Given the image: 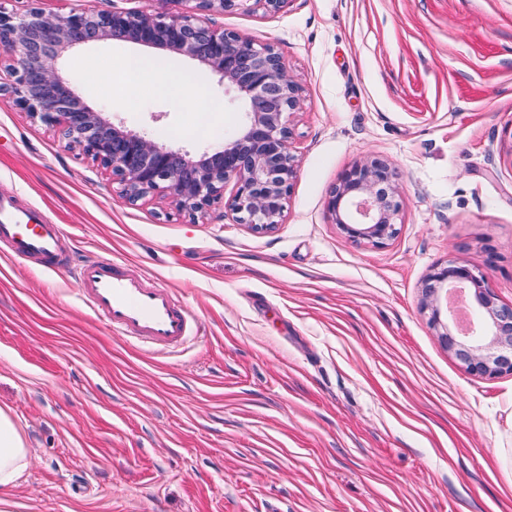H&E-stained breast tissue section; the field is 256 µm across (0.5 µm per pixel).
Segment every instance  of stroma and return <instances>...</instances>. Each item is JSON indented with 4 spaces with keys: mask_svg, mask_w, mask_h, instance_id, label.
I'll return each instance as SVG.
<instances>
[{
    "mask_svg": "<svg viewBox=\"0 0 512 512\" xmlns=\"http://www.w3.org/2000/svg\"><path fill=\"white\" fill-rule=\"evenodd\" d=\"M209 20L275 44L303 88L273 229L224 204L193 221L158 194L128 203L0 94V195L62 225L67 257L122 262L205 327L182 351L133 346L81 304L72 267L0 247V409L29 449L0 512H512V375H469L420 308L423 281L451 260L512 305V0H288ZM126 56L183 76V91L129 98L112 78ZM61 65L112 124L175 148H221L244 120L235 89L171 53L95 42ZM368 157L399 184L382 248L326 211Z\"/></svg>",
    "mask_w": 512,
    "mask_h": 512,
    "instance_id": "stroma-1",
    "label": "stroma"
}]
</instances>
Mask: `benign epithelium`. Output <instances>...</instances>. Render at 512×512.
I'll use <instances>...</instances> for the list:
<instances>
[{
    "instance_id": "benign-epithelium-1",
    "label": "benign epithelium",
    "mask_w": 512,
    "mask_h": 512,
    "mask_svg": "<svg viewBox=\"0 0 512 512\" xmlns=\"http://www.w3.org/2000/svg\"><path fill=\"white\" fill-rule=\"evenodd\" d=\"M30 2L20 15L0 11V67L9 76L0 81V92L19 109L57 129L86 159L109 172L132 203L165 192L178 213L194 220L223 202L224 188L232 182L229 206L241 223L255 230L281 223L297 168L288 117L300 109L303 90L274 45L210 24L208 16L224 13L238 0H193L192 10L177 14L106 9L67 16ZM99 40L129 42L198 62L218 83L238 92L244 122L222 148L195 155L113 125L57 71L68 49ZM400 208L396 174L377 159L347 170L326 204L332 223L346 237L376 247L398 233ZM467 284L473 287L483 331L462 340L441 320L437 293L444 288L452 295ZM421 308L469 373L490 378L512 374V306L497 303L485 273L454 260L435 267L422 284Z\"/></svg>"
}]
</instances>
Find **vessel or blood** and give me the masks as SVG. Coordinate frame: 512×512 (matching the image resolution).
I'll return each instance as SVG.
<instances>
[{"mask_svg": "<svg viewBox=\"0 0 512 512\" xmlns=\"http://www.w3.org/2000/svg\"><path fill=\"white\" fill-rule=\"evenodd\" d=\"M61 225L44 223L40 214L0 197V245L23 260L39 257L45 267L61 261ZM82 303L108 327L136 342L164 352L199 333L191 310L170 288L146 285L120 263L89 260L80 265Z\"/></svg>", "mask_w": 512, "mask_h": 512, "instance_id": "b4317fda", "label": "vessel or blood"}]
</instances>
